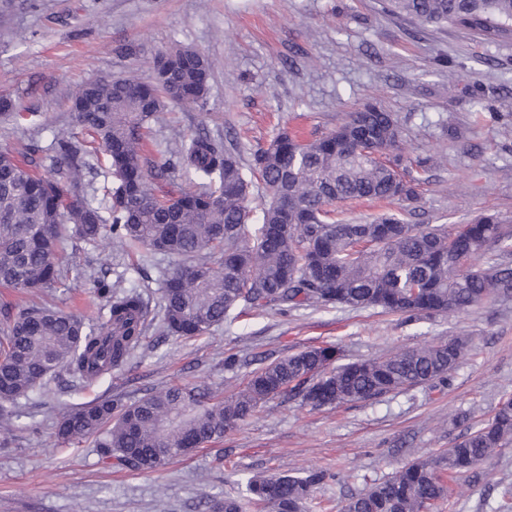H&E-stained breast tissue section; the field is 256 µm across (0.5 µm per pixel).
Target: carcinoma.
<instances>
[{"mask_svg":"<svg viewBox=\"0 0 512 512\" xmlns=\"http://www.w3.org/2000/svg\"><path fill=\"white\" fill-rule=\"evenodd\" d=\"M390 11L423 26L459 24L495 35L512 23V0H389ZM211 66L193 48L162 51L154 79H92L69 97L75 126L55 139L51 166L42 150L18 160L0 153V285L18 291L53 288L58 255L70 238L95 245L113 237L171 257L163 273V332L194 337L237 307L377 308L407 319L467 310L512 293V263L475 264L495 245L509 255L512 235L491 217L467 224H410L397 213L351 222L336 204L357 199L412 201L417 183L404 177L402 130L390 112L365 102L332 132L303 139L284 130L254 151L249 165L203 131L180 138L173 170L198 185L159 195L164 181L144 149V134L169 107L206 104ZM104 164L112 187L104 203L89 197L87 174ZM268 195L249 205L253 179ZM108 317L87 323L52 307L0 308V392L16 401L60 368L94 380L124 365L140 346L146 310L135 290L97 280ZM453 338L394 355L340 362L335 345L305 348L251 372L244 388L217 400L200 388L171 386L132 403L105 399L68 409L58 426L67 441L93 437L103 463L151 472L186 455L189 438L204 445L253 417L268 402L312 408L377 399L416 385L435 387L466 354ZM512 445V396L458 438L447 453L412 461L352 497L344 512H423L448 497L445 475L471 471L494 449ZM330 478L255 475L245 497L269 512H306Z\"/></svg>","mask_w":512,"mask_h":512,"instance_id":"1","label":"carcinoma"}]
</instances>
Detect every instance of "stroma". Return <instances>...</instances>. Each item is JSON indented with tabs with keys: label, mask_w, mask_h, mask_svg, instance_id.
I'll return each instance as SVG.
<instances>
[{
	"label": "stroma",
	"mask_w": 512,
	"mask_h": 512,
	"mask_svg": "<svg viewBox=\"0 0 512 512\" xmlns=\"http://www.w3.org/2000/svg\"><path fill=\"white\" fill-rule=\"evenodd\" d=\"M192 47L212 65L205 106L168 109L150 131L156 163H175L178 135L205 130L234 144L242 161L283 128L329 132L373 101L403 127L405 156L437 157L410 203L341 204L344 217L385 210L413 224H464L496 216L512 231V31L489 38L464 27H422L392 15L387 0H0V97L19 118L0 117V152L48 146L74 132L68 96L90 78L152 81L156 55ZM459 77L449 88L448 74ZM35 113V121L24 113ZM171 258L131 252L120 240L68 242L64 284L22 294L0 287V304L47 303L97 321L104 277L136 288L147 331L120 368L87 382L59 370L6 404L0 416V512H202L241 494L257 473L327 471L307 512H342L348 499L406 462L445 453L512 395V296L414 321L376 310L278 307L230 314L206 334L162 335L161 275ZM460 336L469 351L447 385L414 386L367 401L314 409L272 401L222 441L156 472L105 467L94 439L57 435L63 413L102 398L133 402L174 384L222 399L251 371L311 345L341 347L346 360L383 357ZM240 364L227 369L224 359ZM461 412L468 424H454ZM512 487V446L498 448L452 482L437 512H500Z\"/></svg>",
	"instance_id": "stroma-1"
}]
</instances>
